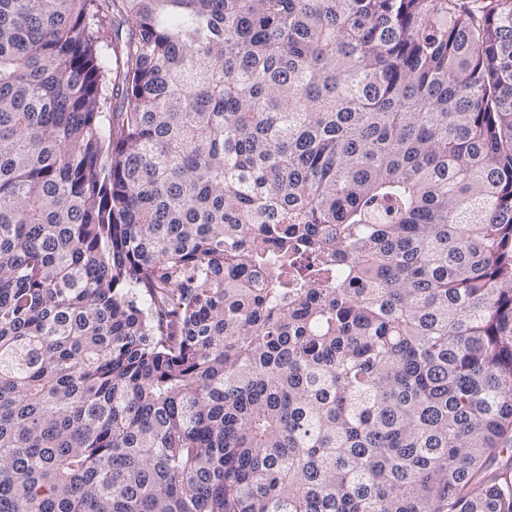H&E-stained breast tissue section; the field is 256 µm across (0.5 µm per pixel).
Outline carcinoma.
<instances>
[{"label":"carcinoma","instance_id":"cac0c4a2","mask_svg":"<svg viewBox=\"0 0 512 512\" xmlns=\"http://www.w3.org/2000/svg\"><path fill=\"white\" fill-rule=\"evenodd\" d=\"M512 0H0V512H512Z\"/></svg>","mask_w":512,"mask_h":512}]
</instances>
